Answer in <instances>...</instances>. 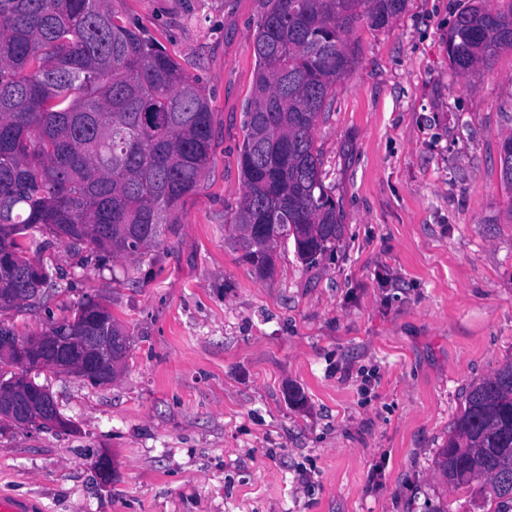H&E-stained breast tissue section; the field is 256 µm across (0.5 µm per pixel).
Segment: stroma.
<instances>
[{"instance_id": "35a3bbf8", "label": "stroma", "mask_w": 512, "mask_h": 512, "mask_svg": "<svg viewBox=\"0 0 512 512\" xmlns=\"http://www.w3.org/2000/svg\"><path fill=\"white\" fill-rule=\"evenodd\" d=\"M470 3L360 21L313 132L343 234L314 265L279 244L260 279L231 218L267 0H112L199 78L213 156L142 258L21 236L63 290L0 321L34 336L100 301L130 348L109 384L36 376L73 426L0 427V497L24 512H484L478 483L434 464L472 386L512 361V49L452 69L448 30Z\"/></svg>"}]
</instances>
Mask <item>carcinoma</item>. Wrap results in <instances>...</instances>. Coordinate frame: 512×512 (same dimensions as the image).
<instances>
[{"label":"carcinoma","instance_id":"carcinoma-1","mask_svg":"<svg viewBox=\"0 0 512 512\" xmlns=\"http://www.w3.org/2000/svg\"><path fill=\"white\" fill-rule=\"evenodd\" d=\"M253 38V93L238 154L243 194L231 223L241 258L260 278L276 268L278 242L293 239L314 264L343 225L324 184L313 131L330 90L355 62L361 19L390 23L405 0H268ZM512 48L507 9L476 4L448 32V61L460 73ZM212 108L199 79L111 0H0V299L13 302L33 260L17 242L45 230L61 242L89 241L122 256L157 243L193 191L213 152ZM512 194V137L500 151ZM264 224L253 242L248 225ZM112 322L119 352L127 331L102 302H86L43 334L81 336L88 311ZM436 467L446 482L481 492L488 512H512V361L474 385Z\"/></svg>","mask_w":512,"mask_h":512}]
</instances>
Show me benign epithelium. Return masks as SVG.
Segmentation results:
<instances>
[{"label": "benign epithelium", "instance_id": "obj_1", "mask_svg": "<svg viewBox=\"0 0 512 512\" xmlns=\"http://www.w3.org/2000/svg\"><path fill=\"white\" fill-rule=\"evenodd\" d=\"M70 336H0V361L10 362L21 352L34 346L47 345L50 356L37 364L25 365L15 378L31 382L30 374L37 370L52 369L64 376L105 384L112 381V366L118 363L112 352V328L105 326L82 337L84 350L77 359L69 350ZM0 418L9 419L20 427L60 426V414L52 394L39 389L35 401H24L4 394L0 390ZM95 467L103 484L112 481V458L105 454L96 456Z\"/></svg>", "mask_w": 512, "mask_h": 512}]
</instances>
